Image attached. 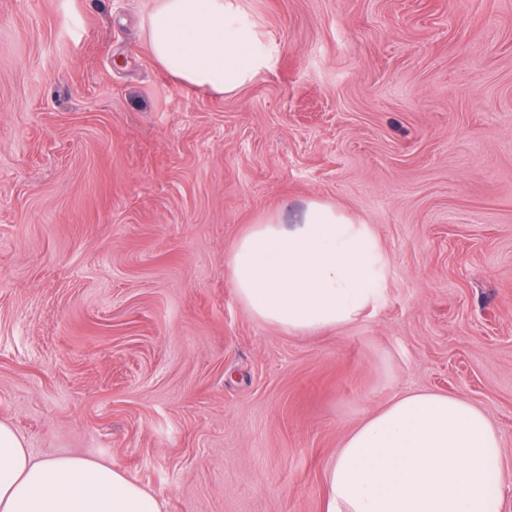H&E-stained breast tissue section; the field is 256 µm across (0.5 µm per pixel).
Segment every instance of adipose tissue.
<instances>
[{"label":"adipose tissue","mask_w":512,"mask_h":512,"mask_svg":"<svg viewBox=\"0 0 512 512\" xmlns=\"http://www.w3.org/2000/svg\"><path fill=\"white\" fill-rule=\"evenodd\" d=\"M156 61L173 81L234 94L272 67L273 51L238 0H157ZM238 300L289 334L354 322L382 297L387 259L371 225L308 202L295 223L266 218L225 259ZM324 512H503L500 434L477 406L447 395H397L345 440L325 471ZM0 512H162L160 501L108 464L40 458L0 421Z\"/></svg>","instance_id":"obj_1"}]
</instances>
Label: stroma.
<instances>
[{
	"instance_id": "1",
	"label": "stroma",
	"mask_w": 512,
	"mask_h": 512,
	"mask_svg": "<svg viewBox=\"0 0 512 512\" xmlns=\"http://www.w3.org/2000/svg\"><path fill=\"white\" fill-rule=\"evenodd\" d=\"M275 53L176 85L155 0H0V421L165 512H323L411 388L483 409L512 512V0H239ZM372 225L383 297L293 335L224 260L309 201Z\"/></svg>"
}]
</instances>
